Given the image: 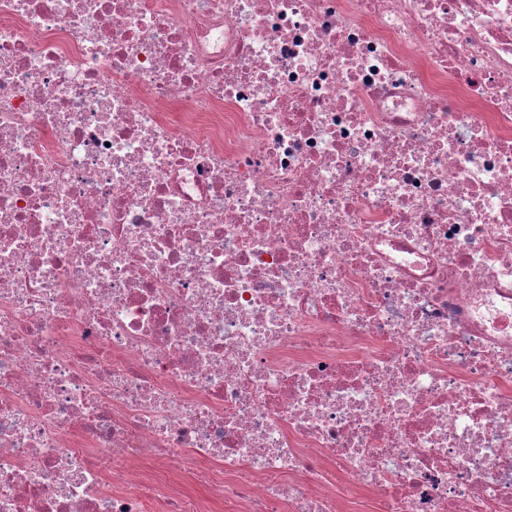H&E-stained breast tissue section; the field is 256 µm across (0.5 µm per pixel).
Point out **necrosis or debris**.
Returning a JSON list of instances; mask_svg holds the SVG:
<instances>
[{
	"instance_id": "1",
	"label": "necrosis or debris",
	"mask_w": 512,
	"mask_h": 512,
	"mask_svg": "<svg viewBox=\"0 0 512 512\" xmlns=\"http://www.w3.org/2000/svg\"><path fill=\"white\" fill-rule=\"evenodd\" d=\"M0 512H512V0H0Z\"/></svg>"
}]
</instances>
